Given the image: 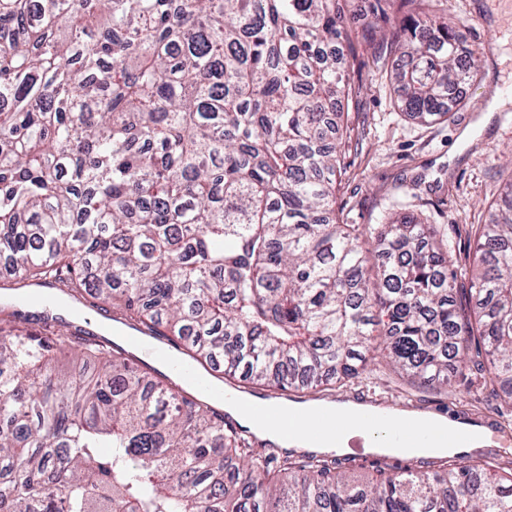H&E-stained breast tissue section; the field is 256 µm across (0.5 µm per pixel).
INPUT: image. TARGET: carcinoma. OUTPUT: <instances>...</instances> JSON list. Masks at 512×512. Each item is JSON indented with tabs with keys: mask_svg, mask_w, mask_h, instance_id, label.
<instances>
[{
	"mask_svg": "<svg viewBox=\"0 0 512 512\" xmlns=\"http://www.w3.org/2000/svg\"><path fill=\"white\" fill-rule=\"evenodd\" d=\"M411 116L480 59L437 0H377ZM346 0H0V259L275 395L385 363L512 402V178L475 229L467 301L432 224L336 218ZM78 327L0 321V512H512V471L443 456L276 455L207 396ZM72 353L96 365L58 369Z\"/></svg>",
	"mask_w": 512,
	"mask_h": 512,
	"instance_id": "cac0c4a2",
	"label": "carcinoma"
}]
</instances>
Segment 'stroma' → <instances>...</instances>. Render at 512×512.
Returning <instances> with one entry per match:
<instances>
[{
    "label": "stroma",
    "instance_id": "stroma-1",
    "mask_svg": "<svg viewBox=\"0 0 512 512\" xmlns=\"http://www.w3.org/2000/svg\"><path fill=\"white\" fill-rule=\"evenodd\" d=\"M439 7L481 54L474 82L458 93L462 107L431 124L410 117L388 79L395 55L379 58L374 47L359 44L346 57L353 94L338 105L346 144L336 211L344 224H384L405 215L435 225L461 270L473 257L472 225L490 221L499 188L512 176L506 166L512 107L494 113L483 130L474 128L501 84L512 81V9L505 0H440ZM358 393L487 426L493 443L482 455L512 465V407L479 374L457 378L448 391L413 387L395 373L375 371L333 396Z\"/></svg>",
    "mask_w": 512,
    "mask_h": 512
}]
</instances>
